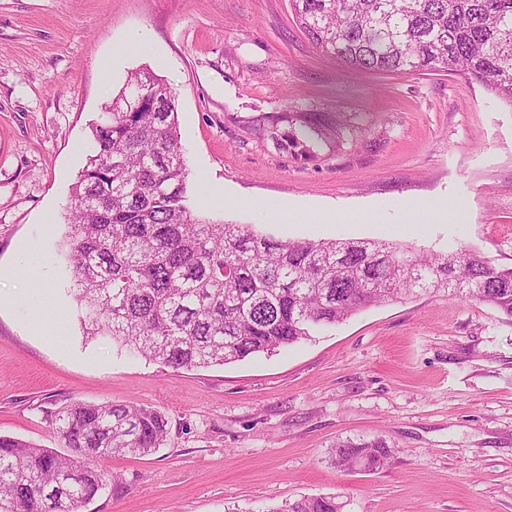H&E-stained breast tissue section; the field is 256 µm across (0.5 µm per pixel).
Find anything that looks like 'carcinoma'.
<instances>
[{
    "label": "carcinoma",
    "mask_w": 512,
    "mask_h": 512,
    "mask_svg": "<svg viewBox=\"0 0 512 512\" xmlns=\"http://www.w3.org/2000/svg\"><path fill=\"white\" fill-rule=\"evenodd\" d=\"M318 52L352 69L465 76L512 106V0H289ZM175 92L130 73L92 125L69 196L67 259L83 334L173 369L224 365L307 339L385 302L452 292L512 321V268L480 253L398 242L275 240L213 223L187 205ZM71 453L0 435V512H80L112 480L114 455L166 440L160 411L137 403L62 404L46 415ZM337 467L376 471L386 442L342 441ZM276 512H339L304 497Z\"/></svg>",
    "instance_id": "1"
}]
</instances>
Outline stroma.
Listing matches in <instances>:
<instances>
[{
  "mask_svg": "<svg viewBox=\"0 0 512 512\" xmlns=\"http://www.w3.org/2000/svg\"><path fill=\"white\" fill-rule=\"evenodd\" d=\"M145 67L176 93L201 218L512 267V106L464 76L345 68L289 0H0V435L58 448L45 415L71 400L162 412L164 444L113 457L118 483L82 512H275L323 495L343 512H512V322L489 305L384 303L193 370L84 336L67 202L103 105ZM273 126L303 146L279 149ZM272 203L305 218L269 221ZM377 437L384 468L336 469V442Z\"/></svg>",
  "mask_w": 512,
  "mask_h": 512,
  "instance_id": "1",
  "label": "stroma"
}]
</instances>
